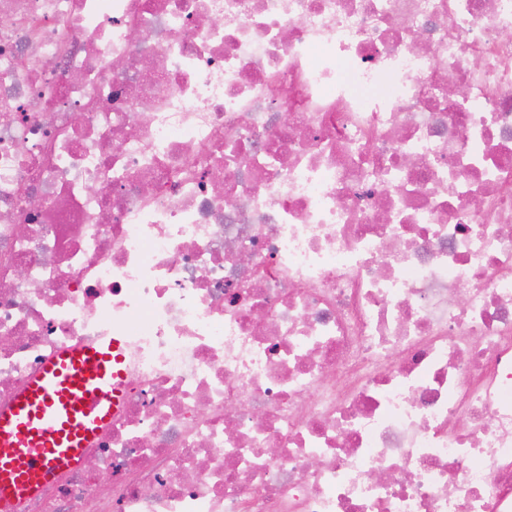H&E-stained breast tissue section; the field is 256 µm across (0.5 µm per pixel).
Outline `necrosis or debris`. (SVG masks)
Listing matches in <instances>:
<instances>
[{"label": "necrosis or debris", "mask_w": 512, "mask_h": 512, "mask_svg": "<svg viewBox=\"0 0 512 512\" xmlns=\"http://www.w3.org/2000/svg\"><path fill=\"white\" fill-rule=\"evenodd\" d=\"M110 336L13 512H512V0H0V410Z\"/></svg>", "instance_id": "obj_1"}]
</instances>
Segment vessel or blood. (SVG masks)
Masks as SVG:
<instances>
[{
  "mask_svg": "<svg viewBox=\"0 0 512 512\" xmlns=\"http://www.w3.org/2000/svg\"><path fill=\"white\" fill-rule=\"evenodd\" d=\"M121 341L59 353L0 411V501L35 495L58 472L80 465L112 413L122 377Z\"/></svg>",
  "mask_w": 512,
  "mask_h": 512,
  "instance_id": "obj_1",
  "label": "vessel or blood"
}]
</instances>
